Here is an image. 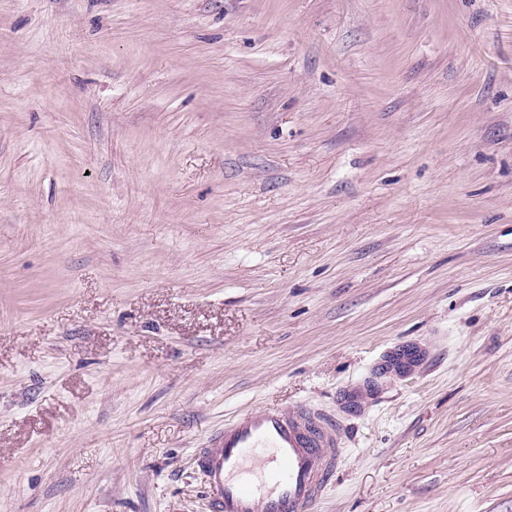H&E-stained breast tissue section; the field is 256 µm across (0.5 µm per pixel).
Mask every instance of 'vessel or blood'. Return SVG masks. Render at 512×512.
<instances>
[{"instance_id":"obj_1","label":"vessel or blood","mask_w":512,"mask_h":512,"mask_svg":"<svg viewBox=\"0 0 512 512\" xmlns=\"http://www.w3.org/2000/svg\"><path fill=\"white\" fill-rule=\"evenodd\" d=\"M345 445L331 417L302 403L237 415L196 451L212 512H311Z\"/></svg>"}]
</instances>
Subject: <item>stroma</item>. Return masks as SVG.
Listing matches in <instances>:
<instances>
[{
  "mask_svg": "<svg viewBox=\"0 0 512 512\" xmlns=\"http://www.w3.org/2000/svg\"><path fill=\"white\" fill-rule=\"evenodd\" d=\"M290 403L314 512H512V0H0V512Z\"/></svg>",
  "mask_w": 512,
  "mask_h": 512,
  "instance_id": "1",
  "label": "stroma"
}]
</instances>
